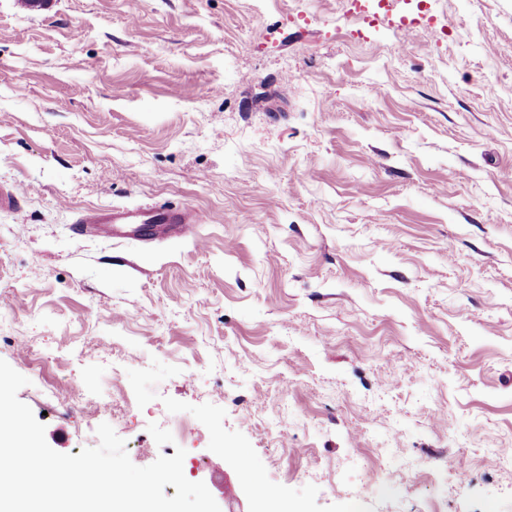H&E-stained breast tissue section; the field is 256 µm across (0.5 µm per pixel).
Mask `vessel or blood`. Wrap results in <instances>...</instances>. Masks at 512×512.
Returning <instances> with one entry per match:
<instances>
[{
	"instance_id": "obj_1",
	"label": "vessel or blood",
	"mask_w": 512,
	"mask_h": 512,
	"mask_svg": "<svg viewBox=\"0 0 512 512\" xmlns=\"http://www.w3.org/2000/svg\"><path fill=\"white\" fill-rule=\"evenodd\" d=\"M199 221L198 214L188 207H114L105 212L86 211L76 217L74 224L80 236L95 234L101 225L107 224L113 236L134 237L147 231L154 235H187Z\"/></svg>"
}]
</instances>
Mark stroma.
Here are the masks:
<instances>
[{
    "label": "stroma",
    "instance_id": "35a3bbf8",
    "mask_svg": "<svg viewBox=\"0 0 512 512\" xmlns=\"http://www.w3.org/2000/svg\"><path fill=\"white\" fill-rule=\"evenodd\" d=\"M289 5L0 0V359L221 512H512V0ZM145 205L201 222L74 233ZM199 222L198 214L188 207H112L106 212L88 210L77 216L74 224L79 236L94 235L100 230L99 224H112V236L135 237L170 233L188 235ZM146 224H152L148 232H144Z\"/></svg>",
    "mask_w": 512,
    "mask_h": 512
}]
</instances>
